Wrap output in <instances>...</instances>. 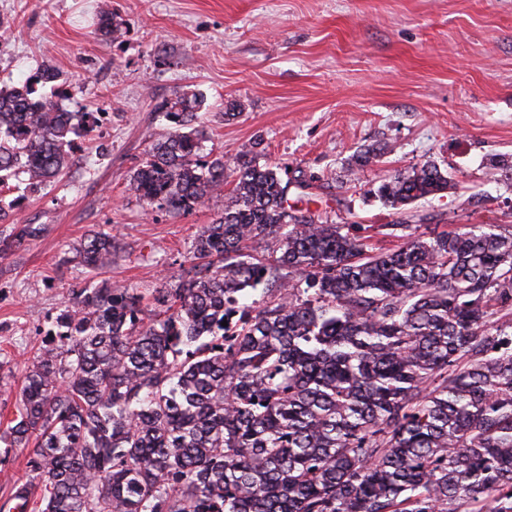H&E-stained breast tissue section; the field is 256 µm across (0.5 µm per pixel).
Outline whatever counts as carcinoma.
<instances>
[{"mask_svg": "<svg viewBox=\"0 0 512 512\" xmlns=\"http://www.w3.org/2000/svg\"><path fill=\"white\" fill-rule=\"evenodd\" d=\"M97 28L122 36L110 14ZM54 81L45 67L0 86V193L16 202L99 122L62 106L67 88L38 93ZM203 105L162 106L173 131L129 187L180 214L229 183L224 212L148 295L69 289L0 428L7 447H33L41 478L39 498L15 491L16 512H512V225L425 239L382 224L400 243L375 251L292 209L259 154L203 159ZM380 157L365 149L354 166ZM450 187L428 162L378 194L396 208ZM40 233L14 225L0 254ZM264 242L271 255L253 254ZM117 252L94 231L79 255L108 269ZM259 288L273 296L241 302Z\"/></svg>", "mask_w": 512, "mask_h": 512, "instance_id": "obj_1", "label": "carcinoma"}]
</instances>
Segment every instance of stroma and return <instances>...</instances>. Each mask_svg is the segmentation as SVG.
I'll return each instance as SVG.
<instances>
[{
    "instance_id": "1",
    "label": "stroma",
    "mask_w": 512,
    "mask_h": 512,
    "mask_svg": "<svg viewBox=\"0 0 512 512\" xmlns=\"http://www.w3.org/2000/svg\"><path fill=\"white\" fill-rule=\"evenodd\" d=\"M112 14L124 34L97 31ZM73 112L99 115L69 168L15 208L41 234L0 258V418L64 307L69 289L110 278L138 290L180 273L197 231L224 210L215 197L187 214L150 208L129 190L150 145L171 131L161 107L198 94L207 147L233 160L259 149L335 224H399L420 234L512 225V0H0V84L41 66ZM238 114L226 118L228 102ZM382 148L350 171L354 154ZM430 162L447 192L385 206L381 183ZM116 234L107 273L82 265L89 231ZM28 448L0 445V512L12 494L39 493Z\"/></svg>"
}]
</instances>
